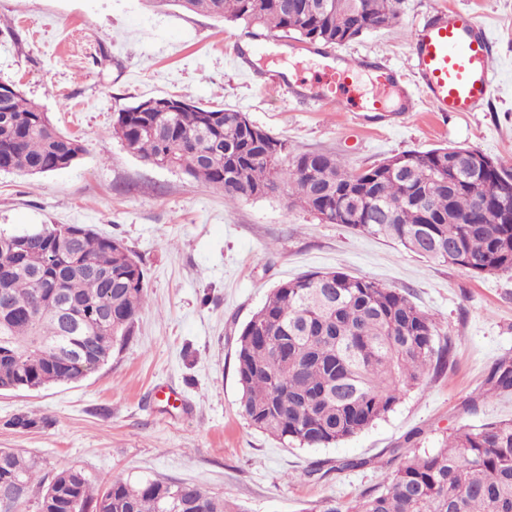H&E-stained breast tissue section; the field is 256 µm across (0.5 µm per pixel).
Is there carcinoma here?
I'll return each instance as SVG.
<instances>
[{"instance_id": "carcinoma-1", "label": "carcinoma", "mask_w": 512, "mask_h": 512, "mask_svg": "<svg viewBox=\"0 0 512 512\" xmlns=\"http://www.w3.org/2000/svg\"><path fill=\"white\" fill-rule=\"evenodd\" d=\"M325 46L393 26L398 0H151ZM231 109L198 105L175 112L117 113L113 132L132 153L220 191L224 199L260 198L288 187L295 205L331 224L377 235L434 263L474 275L512 271V165L487 169L450 162L452 146L404 152L359 171L328 152H294ZM79 140L60 133L20 92L0 102V170L40 175L70 167ZM145 275L120 241L83 224L0 232V385L37 389L74 382L108 361L132 335L146 303ZM112 321H101L104 308ZM436 323L404 293L343 271L311 272L278 284L243 327L236 352L241 413L285 445L320 448L385 418L427 372L448 369L451 344L435 346ZM86 350L70 358L62 347ZM490 382L512 390V365L494 364ZM18 414L9 425H47ZM37 480V466L0 449V487L16 489L15 512ZM241 512L195 484L111 479L101 492L77 469L58 472L39 512ZM320 512H512V420L461 428L433 452L404 456L380 489L354 507Z\"/></svg>"}]
</instances>
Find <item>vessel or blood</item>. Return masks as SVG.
Returning <instances> with one entry per match:
<instances>
[{"mask_svg":"<svg viewBox=\"0 0 512 512\" xmlns=\"http://www.w3.org/2000/svg\"><path fill=\"white\" fill-rule=\"evenodd\" d=\"M413 69L420 86L412 91L401 85L403 77L379 60H347L324 66L318 79L316 101L339 112L349 108L353 78L373 75L377 87L398 90L401 112H413L426 99L441 114L471 112L495 89V68L488 33L479 22L443 10L434 14L413 37Z\"/></svg>","mask_w":512,"mask_h":512,"instance_id":"b4317fda","label":"vessel or blood"}]
</instances>
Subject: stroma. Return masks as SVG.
I'll return each instance as SVG.
<instances>
[{"label":"stroma","mask_w":512,"mask_h":512,"mask_svg":"<svg viewBox=\"0 0 512 512\" xmlns=\"http://www.w3.org/2000/svg\"><path fill=\"white\" fill-rule=\"evenodd\" d=\"M484 24L497 52L495 92L477 112H332L260 86L234 65L248 52L310 79L321 56L294 40L151 0H0V83L15 85L78 137L73 166L43 175L0 171V229L84 224L121 241L145 272L134 333L81 381L0 391V448L40 466L43 481L83 470L192 483L241 512H318L381 487L393 451H433L460 428L512 419V393L489 395V371L512 364V273L475 276L290 205L287 189L225 201L183 173L144 162L113 135L117 112L181 97L235 109L298 151H332L359 169L405 151L462 146L512 161V0H400L398 24L340 50L412 74V39L434 11ZM341 270L409 295L452 343L445 374L425 378L358 435L286 447L242 416L237 339L280 282ZM48 417L27 431L14 415ZM361 467L343 468V461ZM321 471L309 475L312 464Z\"/></svg>","instance_id":"1"}]
</instances>
